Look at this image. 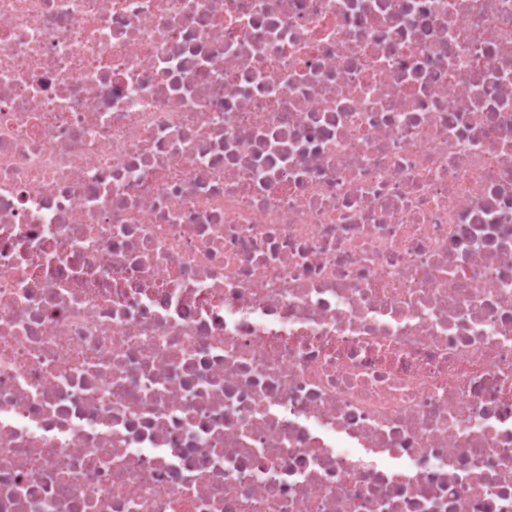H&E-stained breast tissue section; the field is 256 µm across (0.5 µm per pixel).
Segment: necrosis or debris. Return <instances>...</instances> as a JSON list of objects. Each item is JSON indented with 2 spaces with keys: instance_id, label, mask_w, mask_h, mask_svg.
Masks as SVG:
<instances>
[{
  "instance_id": "1",
  "label": "necrosis or debris",
  "mask_w": 512,
  "mask_h": 512,
  "mask_svg": "<svg viewBox=\"0 0 512 512\" xmlns=\"http://www.w3.org/2000/svg\"><path fill=\"white\" fill-rule=\"evenodd\" d=\"M0 512H512V0H0Z\"/></svg>"
}]
</instances>
